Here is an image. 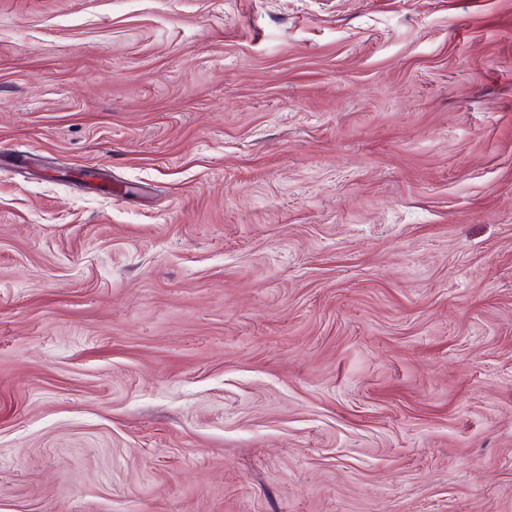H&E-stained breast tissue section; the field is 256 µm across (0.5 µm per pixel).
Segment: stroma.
Here are the masks:
<instances>
[{
  "label": "stroma",
  "mask_w": 512,
  "mask_h": 512,
  "mask_svg": "<svg viewBox=\"0 0 512 512\" xmlns=\"http://www.w3.org/2000/svg\"><path fill=\"white\" fill-rule=\"evenodd\" d=\"M0 512H512V0H0Z\"/></svg>",
  "instance_id": "obj_1"
}]
</instances>
